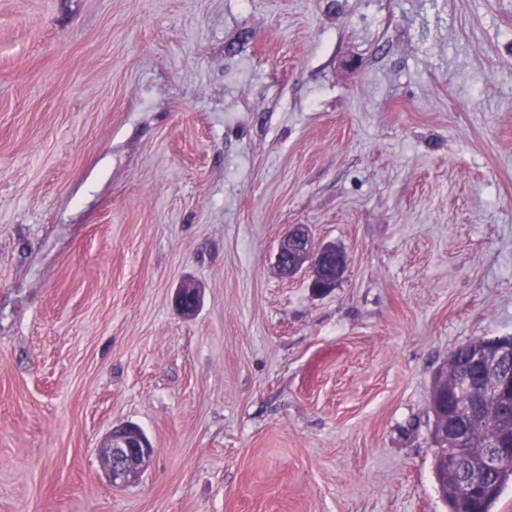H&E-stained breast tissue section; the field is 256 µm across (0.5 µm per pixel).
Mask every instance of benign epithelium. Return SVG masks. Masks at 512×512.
<instances>
[{"label":"benign epithelium","instance_id":"obj_1","mask_svg":"<svg viewBox=\"0 0 512 512\" xmlns=\"http://www.w3.org/2000/svg\"><path fill=\"white\" fill-rule=\"evenodd\" d=\"M336 254L332 245L313 242L305 224H294L279 243L276 266L280 273L291 275L307 268L311 272L310 287L324 293L336 287L341 276L325 275L326 261ZM199 303V291L185 286L177 292L175 305L181 313L191 315ZM512 336H501L492 348L477 353L464 381L451 393L453 410L435 419L433 440L437 447L448 450L443 458L445 472L459 477L456 497L464 501L473 490L485 485L487 477L512 463V428L495 436L484 448L467 447L469 421L479 412L484 400L493 397L503 405L512 419ZM101 455L110 482L124 486L132 482L154 455L155 448L141 428L124 424L111 428L101 445Z\"/></svg>","mask_w":512,"mask_h":512}]
</instances>
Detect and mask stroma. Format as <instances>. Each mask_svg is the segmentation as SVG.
Returning <instances> with one entry per match:
<instances>
[{
  "label": "stroma",
  "mask_w": 512,
  "mask_h": 512,
  "mask_svg": "<svg viewBox=\"0 0 512 512\" xmlns=\"http://www.w3.org/2000/svg\"><path fill=\"white\" fill-rule=\"evenodd\" d=\"M510 335L512 0H0V512H447L432 379ZM332 255H336L335 246L315 245L308 226L294 224L279 243L276 266L284 275H291L304 267L309 269L310 287L324 293L335 288L342 276L339 271L334 279L325 275L326 261ZM99 448L113 486L132 482L155 452L149 437L135 424L111 428Z\"/></svg>",
  "instance_id": "35a3bbf8"
}]
</instances>
